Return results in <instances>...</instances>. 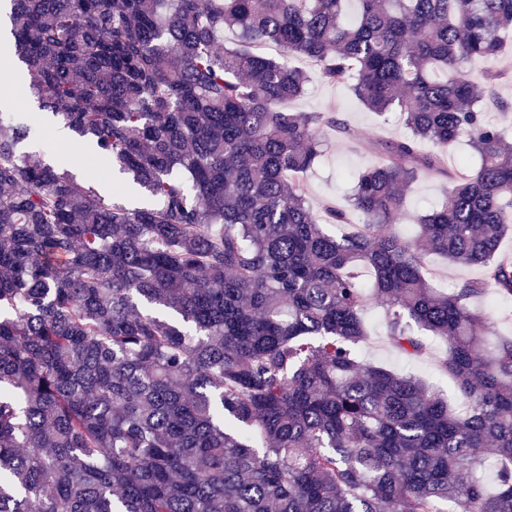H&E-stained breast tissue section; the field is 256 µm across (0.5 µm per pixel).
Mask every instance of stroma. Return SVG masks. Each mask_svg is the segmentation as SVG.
<instances>
[{
    "mask_svg": "<svg viewBox=\"0 0 512 512\" xmlns=\"http://www.w3.org/2000/svg\"><path fill=\"white\" fill-rule=\"evenodd\" d=\"M491 68L502 74L496 82V91L499 101L504 102L505 107L497 113L496 118L507 126L512 124V51L505 53L492 66L481 60L472 61L468 65L471 79L481 87L486 85L487 71ZM291 108L296 112L333 113L356 133L351 140L333 132L328 134L323 156L307 174L312 202L317 207L326 203L338 206L344 204L345 194L353 178L376 160L369 147L374 138H400L408 133L399 114L378 115L361 104L348 87L330 85L317 77L312 79L307 93L292 103ZM50 140L56 151L66 153L69 168L78 180L128 208L148 205V198L130 192L122 176L113 172L109 166L81 149L65 147L58 135H51ZM446 186L445 178L436 174L421 176L411 185L406 200L410 217L394 226L401 238L411 239L416 236L418 226L414 221L415 216L439 205L445 197ZM362 317L368 333L365 343L360 347V356L364 362L420 378L432 390L447 398L450 404H459L460 399L452 382L437 370L439 358L448 349L444 340L431 339L429 350L422 358L408 360L399 354L387 336L382 310L377 303H369Z\"/></svg>",
    "mask_w": 512,
    "mask_h": 512,
    "instance_id": "1",
    "label": "stroma"
}]
</instances>
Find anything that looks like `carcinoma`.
Listing matches in <instances>:
<instances>
[{
	"instance_id": "cac0c4a2",
	"label": "carcinoma",
	"mask_w": 512,
	"mask_h": 512,
	"mask_svg": "<svg viewBox=\"0 0 512 512\" xmlns=\"http://www.w3.org/2000/svg\"><path fill=\"white\" fill-rule=\"evenodd\" d=\"M344 2L7 0L40 107L155 205L23 148L20 112L0 131V512H512V338L487 355L471 309L512 298V136L498 74L466 70L501 57L512 0ZM290 57L409 130L371 142L342 208L305 176L354 132L288 109L311 80ZM463 138L481 165L450 172ZM421 174L448 195L403 241ZM432 254L486 275L442 292ZM371 298L405 358L448 342L459 409L361 361Z\"/></svg>"
}]
</instances>
